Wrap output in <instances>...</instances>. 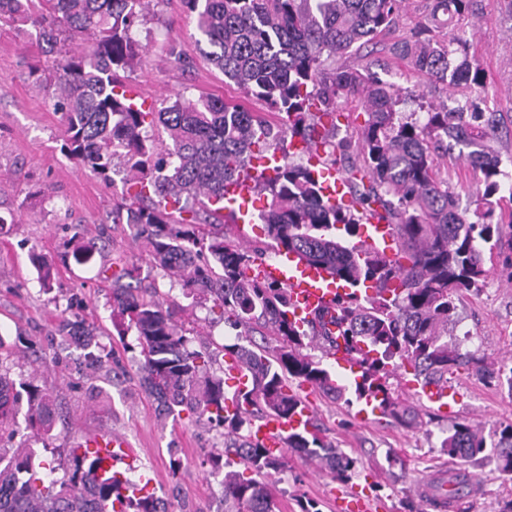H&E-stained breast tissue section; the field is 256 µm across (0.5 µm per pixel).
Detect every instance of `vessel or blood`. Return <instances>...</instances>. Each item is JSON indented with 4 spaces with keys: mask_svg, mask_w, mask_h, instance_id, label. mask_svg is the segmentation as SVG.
Returning <instances> with one entry per match:
<instances>
[{
    "mask_svg": "<svg viewBox=\"0 0 512 512\" xmlns=\"http://www.w3.org/2000/svg\"><path fill=\"white\" fill-rule=\"evenodd\" d=\"M318 177L323 180V186L328 195L336 201L346 198L345 183L342 177L332 169H319ZM224 199L238 205L241 215H249L252 209L258 208L259 203L253 197L250 183L239 181L227 185ZM366 242L382 250L386 255L394 253V238L388 224L379 217H366ZM260 279L280 284L287 288L292 303L290 313L295 325L302 326L324 309H333L334 299L340 291L339 283L323 268L312 266L299 260L298 256L289 251L279 252L273 262L258 263L254 269ZM407 388L419 397L425 398L437 407L439 412H448L455 393L439 385H424L410 380ZM309 412H302L290 420H282L275 416L267 417L258 422L253 428L254 438L264 447L274 452H284L286 437L289 429L307 424ZM80 448L88 450L100 462L102 468L111 470L128 463L132 452L129 442L122 436L106 433L86 434L79 442ZM337 508L339 512H371L369 499L364 488L354 487L341 497Z\"/></svg>",
    "mask_w": 512,
    "mask_h": 512,
    "instance_id": "obj_1",
    "label": "vessel or blood"
}]
</instances>
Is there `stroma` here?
Listing matches in <instances>:
<instances>
[{
    "mask_svg": "<svg viewBox=\"0 0 512 512\" xmlns=\"http://www.w3.org/2000/svg\"><path fill=\"white\" fill-rule=\"evenodd\" d=\"M134 37L149 52L145 63L126 73L125 82L142 97L158 104L181 91L190 98L213 95L252 112L265 111L263 102L246 96L204 60L180 0H161ZM467 37L471 53L486 69L481 106L505 117L494 146L512 172V13L506 0H476ZM394 40L391 34L381 36L376 46L342 63L350 68L374 63L381 79L445 100L442 87L428 86L407 61L394 56ZM173 50L183 53L184 67L168 64ZM44 59L36 37L0 25V366L15 380L54 392L61 415L57 446L71 447L89 432L121 435L133 453L127 476L135 481L150 477L170 512H224L220 478L200 465L204 451L220 443V434L205 421L163 415L143 391L138 353L126 349L112 325L109 270L124 263L133 270V286L170 293L183 309L186 327L206 319L208 310L148 260L143 240L130 225L113 223L120 186L105 185L63 152L64 127L51 91L29 74ZM88 241L97 244V252L89 263H76L72 250ZM34 248L54 264L51 290H43L30 261ZM72 302L82 303L87 321L100 327L97 341L113 350L118 366L107 363L90 372L80 345L53 341L55 326ZM448 337L491 367H512V270L496 267L480 293L461 297ZM451 386L460 396L454 413H434L416 433L379 417L358 422L355 406L310 395L314 418L328 439L358 458L356 483L365 487L373 512H405L409 497L417 498L422 512H435L429 484L454 473L465 475L468 485L446 512H501L512 499V478L500 473L495 461L472 466L440 448L458 420H469L488 437L501 422L512 421V391L464 371ZM175 460L181 463L176 470L171 467ZM277 487L282 512H301L306 500L316 501L320 512H337L335 499L347 490L294 454Z\"/></svg>",
    "mask_w": 512,
    "mask_h": 512,
    "instance_id": "stroma-1",
    "label": "stroma"
}]
</instances>
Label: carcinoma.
<instances>
[{"instance_id": "cac0c4a2", "label": "carcinoma", "mask_w": 512, "mask_h": 512, "mask_svg": "<svg viewBox=\"0 0 512 512\" xmlns=\"http://www.w3.org/2000/svg\"><path fill=\"white\" fill-rule=\"evenodd\" d=\"M160 2L0 0V23L33 28L53 54L31 75L54 88L63 151L108 184L120 176L112 223L131 225L146 241L150 261L186 295L210 296L212 312L235 331L233 344L190 350L191 338L164 295L121 283L129 276L125 268L113 274V326L121 337L135 336L141 387L168 414L186 412L222 430V445L205 452L201 465L224 472V512L278 509L268 478L285 471L286 457L269 455L252 437V424L302 408L292 380L335 402L370 399L381 416L412 432L423 420L392 388L390 378L399 372L446 386L466 368L504 380L512 391V368L506 377L488 371L481 358L448 341L459 295L480 292L491 273L485 244L512 268V191L491 147L499 119L478 107L485 70L464 38L473 0H428V15L398 35L399 57L410 70L442 85L456 103H429L409 114L402 87L338 63L399 30L402 0H182L201 55L243 93L264 101L271 116L181 93L150 112L133 107L119 72L146 60L133 33ZM355 109L364 115L359 123ZM148 126L166 137L145 135ZM297 142L345 176L350 205L324 195L306 150H291ZM451 147L480 173L473 207L461 204L440 169ZM276 153L281 162L274 174L253 166ZM240 180L266 198L258 218L268 247L326 268L350 289L333 311L302 329L289 319L288 290L248 274L264 249L203 229L235 220L234 210L224 213V188ZM368 214L394 227L396 259L363 247ZM30 260L51 289L53 264L35 247ZM55 335L79 342L93 372L111 356L77 312L60 319ZM315 349L321 358L311 354ZM340 349L362 366L360 380L342 383L323 364ZM229 360L251 375L248 390L230 395L224 378L210 374L212 365ZM23 387L0 365V432L11 438L25 427L51 457L36 462L31 448H0V512H167L152 493L123 495L132 482L98 474L95 457L53 447L55 398L30 390L24 408ZM440 448L476 466L492 453L500 471L512 475V421L499 424L491 440L469 421H457ZM286 450L345 484L358 476V460L322 438L313 418L288 434ZM62 455L70 469L56 478ZM462 491L455 478L437 481L433 507H450Z\"/></svg>"}]
</instances>
